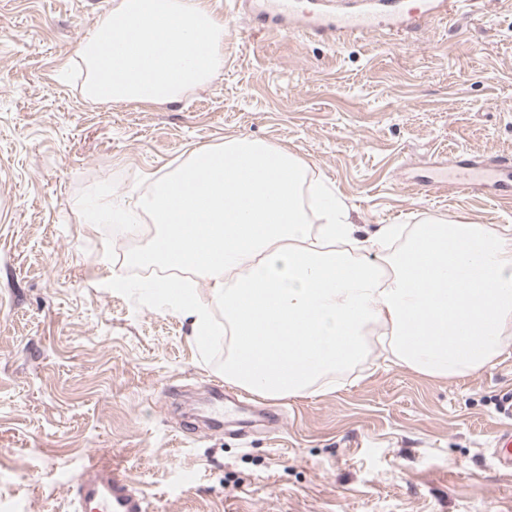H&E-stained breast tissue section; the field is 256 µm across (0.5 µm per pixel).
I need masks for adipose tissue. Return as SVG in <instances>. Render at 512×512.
Wrapping results in <instances>:
<instances>
[{
	"mask_svg": "<svg viewBox=\"0 0 512 512\" xmlns=\"http://www.w3.org/2000/svg\"><path fill=\"white\" fill-rule=\"evenodd\" d=\"M83 94L114 105L166 104L224 68V21L207 0H117L78 48ZM287 148L232 137L151 181L133 209L161 235L142 253L166 267L196 265L207 296L174 307L211 336L224 309L231 347L224 379L279 399L357 360L364 329L382 327L387 360L430 377L483 369L512 347V227L435 219L360 237L344 203L308 180ZM133 209L114 220L128 222ZM199 225L194 236L183 227ZM399 240L387 271L360 260Z\"/></svg>",
	"mask_w": 512,
	"mask_h": 512,
	"instance_id": "obj_1",
	"label": "adipose tissue"
}]
</instances>
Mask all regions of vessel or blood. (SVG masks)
I'll list each match as a JSON object with an SVG mask.
<instances>
[{"instance_id":"vessel-or-blood-1","label":"vessel or blood","mask_w":512,"mask_h":512,"mask_svg":"<svg viewBox=\"0 0 512 512\" xmlns=\"http://www.w3.org/2000/svg\"><path fill=\"white\" fill-rule=\"evenodd\" d=\"M234 14L252 22L254 28L287 33L289 27L312 36H320L340 45L360 39L371 32L386 38L404 40L435 21L459 11L476 7L480 0H419L408 11H393L380 6L357 11L333 12L327 9L302 11L299 0H231ZM506 163L500 159L470 165L468 171L454 173L451 181H435L434 189L453 187L465 193L473 188L474 176L492 178L501 194L512 193V183L502 180ZM491 456L498 469L512 473V430L497 432ZM74 500L81 512H144L142 500L134 495L118 466L106 457L90 458L71 479Z\"/></svg>"}]
</instances>
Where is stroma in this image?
I'll return each instance as SVG.
<instances>
[{
	"instance_id": "35a3bbf8",
	"label": "stroma",
	"mask_w": 512,
	"mask_h": 512,
	"mask_svg": "<svg viewBox=\"0 0 512 512\" xmlns=\"http://www.w3.org/2000/svg\"><path fill=\"white\" fill-rule=\"evenodd\" d=\"M113 2L0 0V512H75L69 481L92 455L146 512H512V475L488 452L512 428V350L436 378L382 363L373 335L332 392L239 403L227 339L196 337L157 292L164 267L126 269L88 219L247 135L306 162L362 236L440 217L512 225L492 187L426 188L448 164L512 157V0L402 44L338 46L259 32L209 0L222 75L127 106L86 99L75 61Z\"/></svg>"
}]
</instances>
